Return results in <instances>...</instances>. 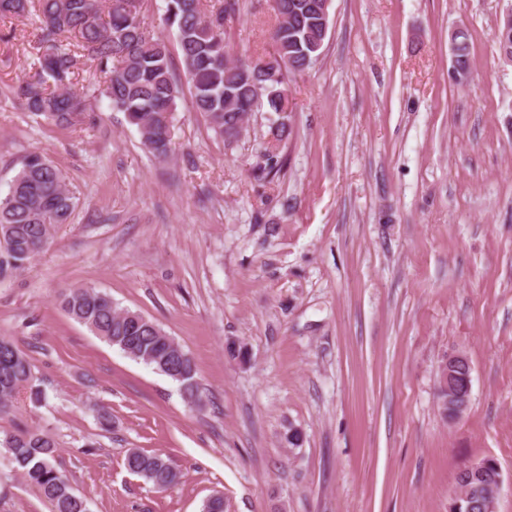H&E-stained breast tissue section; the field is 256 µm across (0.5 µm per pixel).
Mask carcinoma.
Segmentation results:
<instances>
[{
    "label": "carcinoma",
    "mask_w": 512,
    "mask_h": 512,
    "mask_svg": "<svg viewBox=\"0 0 512 512\" xmlns=\"http://www.w3.org/2000/svg\"><path fill=\"white\" fill-rule=\"evenodd\" d=\"M277 17L270 39L276 53L277 73L294 72V64L304 55L315 62L321 49L313 46L322 34L314 20L321 0H272ZM237 3L223 0L206 6L202 0H166L165 23L174 33L181 52L185 75L190 84L193 106L209 120L214 136L229 147L238 141L247 108L254 104L256 85L264 82L257 70L262 59L245 60L239 65L224 64L229 55L224 43V18ZM142 0H0V15L27 18L34 14L40 22L39 78L22 81L10 89L13 99L25 109L43 114L63 127L86 121L94 111L92 101L106 98L112 109L127 115L136 126L143 144L156 156L168 154L172 141L171 112L175 110L181 87L170 61L169 43L162 35L148 30L141 17ZM74 44L64 45L62 40ZM457 63L470 66V36L459 30ZM95 63L103 74V84L92 92L74 86L78 55ZM273 97L262 96L260 112H285L288 103L286 82L271 83ZM275 144L266 149L255 177L278 175L285 164L279 144L288 139L284 121L271 130ZM77 198L62 173L37 153L27 155L13 177L7 196L0 198V236L5 245L0 255V274L21 270L50 242L55 227L70 223ZM61 308L75 321L135 360L154 367L179 383L185 398L200 400L192 359L156 323L146 320L133 328L134 312L120 309L112 299L92 288L69 290L60 300ZM36 377L30 358L15 343L0 336V413L12 407L20 388L27 387L39 400ZM13 469L50 505V512H83L78 494L57 466V444L39 430L14 434L4 443ZM127 469L153 488L164 491L179 480V472L162 453L129 449ZM497 464L486 460L481 473L458 485L450 512H482L472 504L470 490H486L493 484Z\"/></svg>",
    "instance_id": "carcinoma-1"
}]
</instances>
